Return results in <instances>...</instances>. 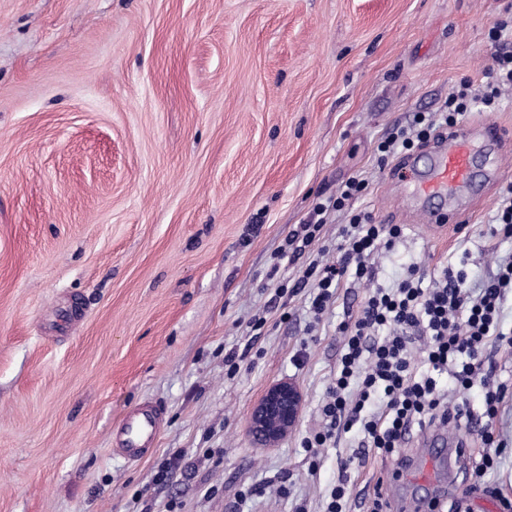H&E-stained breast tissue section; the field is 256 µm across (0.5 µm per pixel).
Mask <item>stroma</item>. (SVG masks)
<instances>
[{
    "mask_svg": "<svg viewBox=\"0 0 512 512\" xmlns=\"http://www.w3.org/2000/svg\"><path fill=\"white\" fill-rule=\"evenodd\" d=\"M501 20L512 42V0H0V512H323L343 477L349 512L377 490L414 512L423 431L346 472L356 432L301 448L369 288L348 283L319 318L306 290L272 309L298 271L275 257L353 177V212L403 229L375 286L462 261L475 287L512 257L490 234L512 138L501 179L440 232L396 184L405 156L377 150L460 79L485 83ZM493 358L506 447L487 485L446 488L443 512H512V347ZM282 379L300 421L256 447L248 416ZM141 403L163 427L131 462L115 439Z\"/></svg>",
    "mask_w": 512,
    "mask_h": 512,
    "instance_id": "obj_1",
    "label": "stroma"
}]
</instances>
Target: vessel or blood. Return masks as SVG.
Instances as JSON below:
<instances>
[{
  "instance_id": "1",
  "label": "vessel or blood",
  "mask_w": 512,
  "mask_h": 512,
  "mask_svg": "<svg viewBox=\"0 0 512 512\" xmlns=\"http://www.w3.org/2000/svg\"><path fill=\"white\" fill-rule=\"evenodd\" d=\"M505 136L498 125L481 122L451 128L435 138L423 154V166L399 179L402 192L420 204L424 222L443 227L465 213V206L451 208L447 202L473 187L480 177L473 155L474 140L481 137L497 143ZM159 429L160 416L153 408L146 406L128 412L122 422L123 452L133 461L145 458ZM447 445L444 435L433 433L417 470L420 482L435 489L440 487L445 462L439 451Z\"/></svg>"
}]
</instances>
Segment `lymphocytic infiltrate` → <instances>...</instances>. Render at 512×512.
I'll use <instances>...</instances> for the list:
<instances>
[{"mask_svg":"<svg viewBox=\"0 0 512 512\" xmlns=\"http://www.w3.org/2000/svg\"><path fill=\"white\" fill-rule=\"evenodd\" d=\"M495 40L494 63L482 90L461 81L437 112H418L412 121L396 128L378 150L392 155L428 142L443 128L456 126L474 104L494 110L501 91L512 87V47ZM366 188L364 180L348 179L329 203H319L310 219L289 231L280 258L299 263L291 291L311 289L310 309L323 314L335 302L347 281L375 277L373 260L392 251L402 236L398 225L376 224L366 213L352 215L342 225L336 244L338 258L326 262L311 256L329 211L346 210ZM512 288V260L483 283L479 292L466 285L462 270L448 266L430 287H423L417 267L391 288L371 291L354 322L340 324L343 354L336 378L321 409L320 429L301 441L314 453L329 447L340 432L359 433L362 451L392 454L413 428L455 427L469 420L485 445H494L493 423L505 397L504 385L496 384L491 347L512 345V335L500 327L506 289ZM449 374L459 390L481 384L486 389L484 406L472 415L465 404L453 403L438 385L437 377Z\"/></svg>","mask_w":512,"mask_h":512,"instance_id":"obj_1","label":"lymphocytic infiltrate"}]
</instances>
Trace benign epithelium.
I'll return each instance as SVG.
<instances>
[{"instance_id":"obj_1","label":"benign epithelium","mask_w":512,"mask_h":512,"mask_svg":"<svg viewBox=\"0 0 512 512\" xmlns=\"http://www.w3.org/2000/svg\"><path fill=\"white\" fill-rule=\"evenodd\" d=\"M303 408V396L291 380L272 384L248 418V431L254 443L262 448L275 447L293 430Z\"/></svg>"}]
</instances>
